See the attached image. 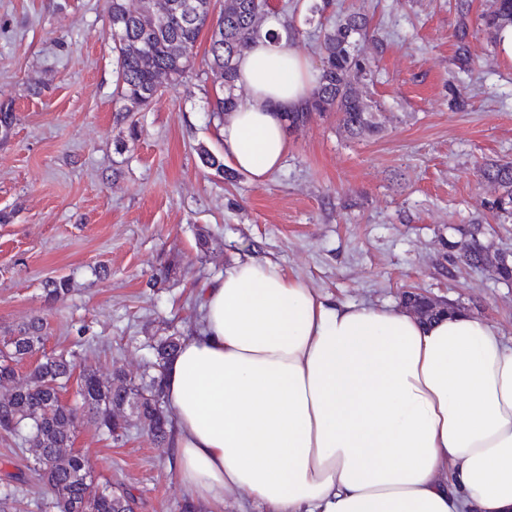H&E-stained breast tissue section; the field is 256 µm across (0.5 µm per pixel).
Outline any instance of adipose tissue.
<instances>
[{
    "instance_id": "1",
    "label": "adipose tissue",
    "mask_w": 512,
    "mask_h": 512,
    "mask_svg": "<svg viewBox=\"0 0 512 512\" xmlns=\"http://www.w3.org/2000/svg\"><path fill=\"white\" fill-rule=\"evenodd\" d=\"M224 157L260 184L318 73L281 21L237 64ZM165 365L176 474L195 501L258 512H512V345L452 310L331 303L266 260L204 288ZM250 501L244 493L227 494L222 504L199 503L201 511L198 512H240L255 511L249 507Z\"/></svg>"
}]
</instances>
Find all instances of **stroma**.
<instances>
[{
    "label": "stroma",
    "instance_id": "stroma-1",
    "mask_svg": "<svg viewBox=\"0 0 512 512\" xmlns=\"http://www.w3.org/2000/svg\"><path fill=\"white\" fill-rule=\"evenodd\" d=\"M327 15L367 16L355 51L378 133L352 139L314 115L260 184L226 180L207 103L216 84L201 34L183 84L138 113L130 136L115 96L108 0H0V340L41 317V351L77 352L139 383L151 338L192 335L198 290L235 260L267 259L333 302L402 305L413 289L446 300L512 341V281L457 263L477 236L512 259V220L488 208L480 167L512 160V64L494 43L458 38L457 0H328ZM475 60L456 110L448 73L460 46ZM70 282L47 304L44 283ZM73 447L99 480L121 483L137 512H180L187 493L168 445L131 424L121 440L80 421ZM19 438L0 431V476L21 478L10 512H49Z\"/></svg>",
    "mask_w": 512,
    "mask_h": 512
}]
</instances>
